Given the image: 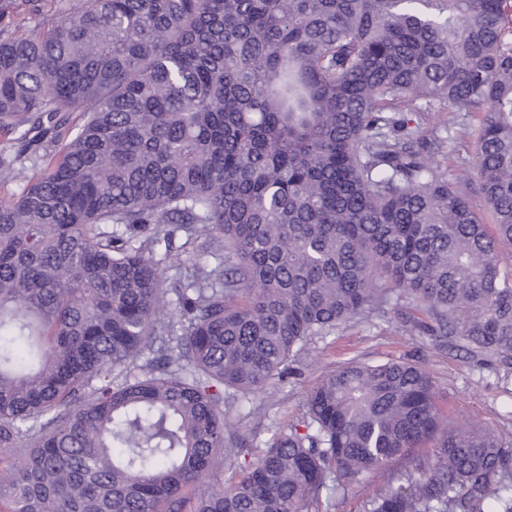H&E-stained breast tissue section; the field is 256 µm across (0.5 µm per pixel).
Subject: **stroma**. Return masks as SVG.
Returning <instances> with one entry per match:
<instances>
[{
    "instance_id": "stroma-1",
    "label": "stroma",
    "mask_w": 512,
    "mask_h": 512,
    "mask_svg": "<svg viewBox=\"0 0 512 512\" xmlns=\"http://www.w3.org/2000/svg\"><path fill=\"white\" fill-rule=\"evenodd\" d=\"M409 320L419 321V328L405 331ZM432 326L420 303L390 294L383 312L313 337L289 363L273 401H228L224 409L245 447L261 448L277 427L304 420L309 390L331 370L351 360H405L430 373L442 425L488 428L512 445V368L467 353L456 339L434 334Z\"/></svg>"
}]
</instances>
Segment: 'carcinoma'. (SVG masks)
Wrapping results in <instances>:
<instances>
[{
	"mask_svg": "<svg viewBox=\"0 0 512 512\" xmlns=\"http://www.w3.org/2000/svg\"><path fill=\"white\" fill-rule=\"evenodd\" d=\"M44 2L0 0L38 18L0 28L5 512H311L366 476L367 512H512V446L441 429L412 362L332 371L228 484L221 409L389 288L512 361V0ZM473 123L458 120L455 126L454 140L448 150V166L460 163H472L476 152V141L472 133Z\"/></svg>",
	"mask_w": 512,
	"mask_h": 512,
	"instance_id": "cac0c4a2",
	"label": "carcinoma"
}]
</instances>
